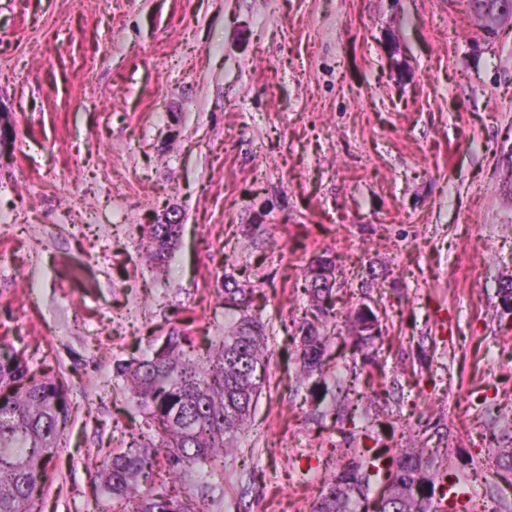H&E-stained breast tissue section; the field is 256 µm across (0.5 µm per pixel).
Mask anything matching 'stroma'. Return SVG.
Masks as SVG:
<instances>
[{
  "label": "stroma",
  "instance_id": "1",
  "mask_svg": "<svg viewBox=\"0 0 512 512\" xmlns=\"http://www.w3.org/2000/svg\"><path fill=\"white\" fill-rule=\"evenodd\" d=\"M0 341L65 377L41 512H101L94 473L142 419L114 374L171 331L206 350L252 288L267 377L211 512H309L346 462L352 376L380 446L484 474L512 423V28L457 0H0ZM176 213L168 276L145 230ZM340 324L295 382L310 262ZM372 303V359L345 320Z\"/></svg>",
  "mask_w": 512,
  "mask_h": 512
}]
</instances>
